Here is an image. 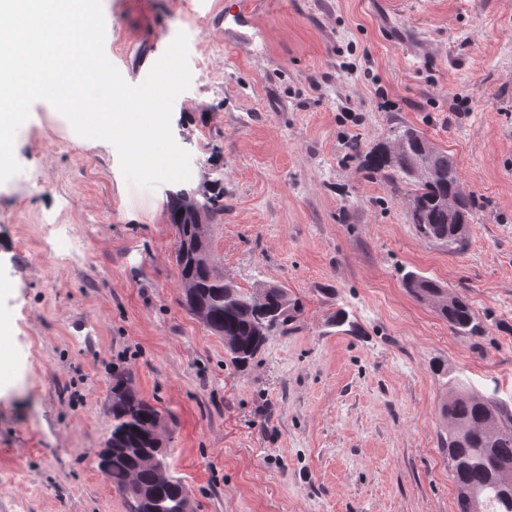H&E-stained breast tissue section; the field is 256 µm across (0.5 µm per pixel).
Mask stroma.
<instances>
[{"label":"stroma","instance_id":"35a3bbf8","mask_svg":"<svg viewBox=\"0 0 512 512\" xmlns=\"http://www.w3.org/2000/svg\"><path fill=\"white\" fill-rule=\"evenodd\" d=\"M233 2L102 0L105 54L138 84L187 34L171 130L188 187H224L217 265L302 313L233 364L179 304L170 184L127 183L113 145L35 102L0 183V512H130L97 455L117 371L159 407L193 512H454L447 375L512 407V0H253L244 27ZM404 125L476 199L460 248L422 239L408 185L348 155ZM409 271L468 300L482 333H453Z\"/></svg>","mask_w":512,"mask_h":512}]
</instances>
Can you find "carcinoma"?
I'll use <instances>...</instances> for the list:
<instances>
[{
  "instance_id": "cac0c4a2",
  "label": "carcinoma",
  "mask_w": 512,
  "mask_h": 512,
  "mask_svg": "<svg viewBox=\"0 0 512 512\" xmlns=\"http://www.w3.org/2000/svg\"><path fill=\"white\" fill-rule=\"evenodd\" d=\"M395 146H381L367 153L358 142L349 145L360 166L368 173L387 179L400 177L413 186L408 198L410 223L427 240L459 247L470 228L471 197L460 192L456 165L448 152L433 149L416 129L404 128ZM433 158L438 175L431 180L418 176L421 165ZM224 211V191L219 183L201 195L179 189L170 193L168 213L177 229L180 246L175 248L182 296L180 303L192 316L204 313V326L212 333L233 341L232 359L244 366L261 350L265 336L296 317L299 304L285 289L261 286L263 301L244 292L224 278L210 247V236L198 229L197 215L212 223ZM465 217V224L453 223ZM405 288L417 299L429 303L455 333L477 336L482 326L468 301L448 294L438 281L415 272L404 277ZM448 395L441 414L448 423L443 446L448 448L456 512H512V500L500 495L497 485L501 465L512 473V412L492 395L475 390L456 376L448 377ZM112 458L100 469L112 487L130 505L131 512H179L189 496L183 483L173 476L157 480L152 469L139 462L129 449L150 448L156 441L161 418L157 407L145 399L124 372L112 375Z\"/></svg>"
}]
</instances>
